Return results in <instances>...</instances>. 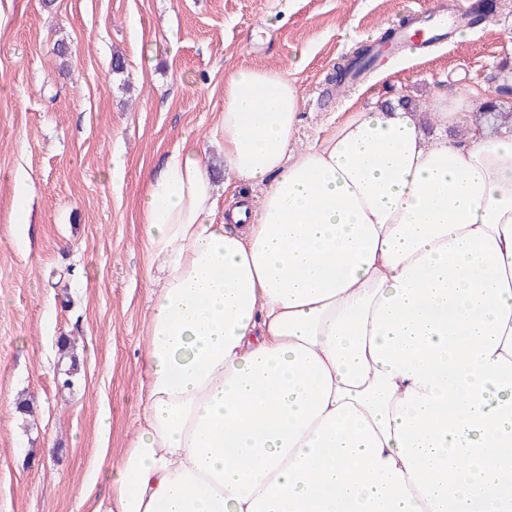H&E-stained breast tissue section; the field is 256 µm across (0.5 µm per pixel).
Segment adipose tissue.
I'll return each instance as SVG.
<instances>
[{
	"label": "adipose tissue",
	"instance_id": "ef3b65f1",
	"mask_svg": "<svg viewBox=\"0 0 512 512\" xmlns=\"http://www.w3.org/2000/svg\"><path fill=\"white\" fill-rule=\"evenodd\" d=\"M289 70L224 80L147 173L139 429L97 512H512V135L360 107L299 148Z\"/></svg>",
	"mask_w": 512,
	"mask_h": 512
}]
</instances>
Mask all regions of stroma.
<instances>
[{"label":"stroma","mask_w":512,"mask_h":512,"mask_svg":"<svg viewBox=\"0 0 512 512\" xmlns=\"http://www.w3.org/2000/svg\"><path fill=\"white\" fill-rule=\"evenodd\" d=\"M470 2L0 0V512H96L106 497L92 470L127 447L139 415L150 294L141 174L187 140L223 186L211 133L225 76L242 64L285 68L304 52L300 147L355 106L440 90L486 97L512 73V0L466 40L452 33L384 57L343 90L331 83L383 30ZM18 210L27 223H13ZM21 398L30 414L17 412Z\"/></svg>","instance_id":"1"}]
</instances>
